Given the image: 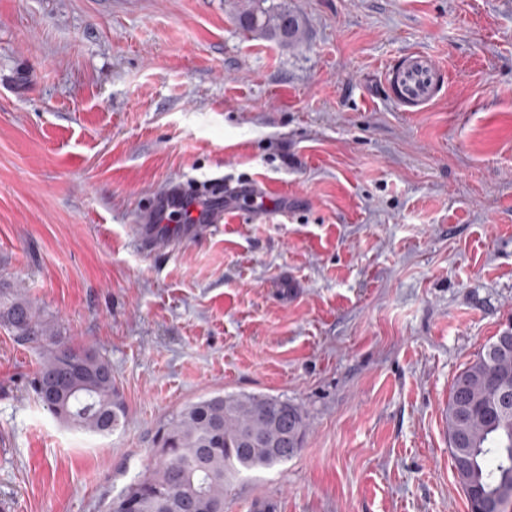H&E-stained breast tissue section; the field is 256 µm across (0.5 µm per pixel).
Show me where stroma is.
I'll list each match as a JSON object with an SVG mask.
<instances>
[{"label":"stroma","instance_id":"obj_1","mask_svg":"<svg viewBox=\"0 0 512 512\" xmlns=\"http://www.w3.org/2000/svg\"><path fill=\"white\" fill-rule=\"evenodd\" d=\"M0 0V279L112 365L103 438L37 401L0 326V507L105 512L175 409L277 396L307 432L224 512H469L443 409L512 322V0ZM430 55L409 110L386 70ZM232 189L207 234L148 252L159 197ZM266 0L254 1L249 8L239 12L241 26L248 32L274 40L280 45L295 44L301 35L299 18L286 9L260 5Z\"/></svg>","mask_w":512,"mask_h":512}]
</instances>
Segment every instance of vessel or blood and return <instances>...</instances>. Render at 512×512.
I'll use <instances>...</instances> for the list:
<instances>
[{
    "label": "vessel or blood",
    "instance_id": "1",
    "mask_svg": "<svg viewBox=\"0 0 512 512\" xmlns=\"http://www.w3.org/2000/svg\"><path fill=\"white\" fill-rule=\"evenodd\" d=\"M439 68L428 55L417 52L394 67L388 85L401 105L416 107L432 101L438 81ZM197 223L163 231L161 225L143 226L140 240L146 250L154 251L174 246L181 238L195 237L206 233L210 224L218 222L220 215L209 204H196Z\"/></svg>",
    "mask_w": 512,
    "mask_h": 512
}]
</instances>
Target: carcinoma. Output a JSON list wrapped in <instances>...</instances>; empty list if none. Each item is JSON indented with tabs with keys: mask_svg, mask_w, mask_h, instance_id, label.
Wrapping results in <instances>:
<instances>
[{
	"mask_svg": "<svg viewBox=\"0 0 512 512\" xmlns=\"http://www.w3.org/2000/svg\"><path fill=\"white\" fill-rule=\"evenodd\" d=\"M256 0L239 12L248 32L283 46L301 35L299 18ZM0 325L20 341L46 342L33 389L59 422L100 436L122 428L127 406L112 366L99 352L68 344L27 295L0 287ZM488 344L456 376L444 410L455 477L471 512H512V411L502 408L499 383L512 361ZM306 415L274 396L218 393L185 404L163 421L155 462L106 505V512H224L232 477L288 462L302 447Z\"/></svg>",
	"mask_w": 512,
	"mask_h": 512,
	"instance_id": "carcinoma-1",
	"label": "carcinoma"
}]
</instances>
